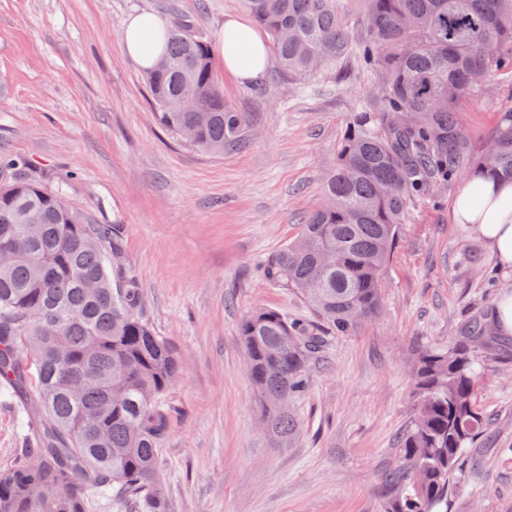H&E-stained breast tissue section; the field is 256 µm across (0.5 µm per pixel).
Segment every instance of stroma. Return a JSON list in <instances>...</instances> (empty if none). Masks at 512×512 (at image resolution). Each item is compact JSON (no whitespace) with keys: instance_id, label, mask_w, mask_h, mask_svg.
I'll list each match as a JSON object with an SVG mask.
<instances>
[{"instance_id":"35a3bbf8","label":"stroma","mask_w":512,"mask_h":512,"mask_svg":"<svg viewBox=\"0 0 512 512\" xmlns=\"http://www.w3.org/2000/svg\"><path fill=\"white\" fill-rule=\"evenodd\" d=\"M182 14L215 43L239 0H0V153L29 162L97 224L121 227L122 274L140 314L179 356L159 450L170 512H384L386 474L414 407L421 354L447 349L512 286L487 244L451 206L460 182L405 214L379 309L330 339L323 367L294 404L299 432L271 448L258 425L239 322L274 308L311 321L293 291L262 281L265 258L296 236L322 196L345 127L372 104L358 59L299 80L270 63L256 82L214 71L224 99L250 113L247 149L221 154L162 128L120 35L129 16ZM512 108V80L487 77L461 114L474 151ZM484 361L477 404L490 420L448 512H512V336Z\"/></svg>"}]
</instances>
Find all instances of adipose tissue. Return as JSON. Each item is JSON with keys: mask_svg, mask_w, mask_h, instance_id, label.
<instances>
[{"mask_svg": "<svg viewBox=\"0 0 512 512\" xmlns=\"http://www.w3.org/2000/svg\"><path fill=\"white\" fill-rule=\"evenodd\" d=\"M165 22L151 13L131 16L125 23L121 48L139 68H153L162 58ZM226 74L236 82L258 80L268 67L269 49L260 34L234 15L226 16L217 40ZM455 223L473 225L490 248L500 269L512 273V179L477 176L463 181L452 205Z\"/></svg>", "mask_w": 512, "mask_h": 512, "instance_id": "1", "label": "adipose tissue"}]
</instances>
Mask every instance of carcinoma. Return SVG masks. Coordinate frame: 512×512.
<instances>
[{
  "label": "carcinoma",
  "mask_w": 512,
  "mask_h": 512,
  "mask_svg": "<svg viewBox=\"0 0 512 512\" xmlns=\"http://www.w3.org/2000/svg\"><path fill=\"white\" fill-rule=\"evenodd\" d=\"M365 2L367 39L356 48L337 0H241L289 74L304 79L357 54L380 89L376 107L351 114L322 205L260 268L318 321L259 308L239 323L259 419L278 448L299 430L292 404L322 362L328 332L345 334L379 308L408 207L450 175L512 176V109L480 153L460 118L484 78H512V0ZM165 44L146 77L160 124L177 137L192 129L189 144L204 151L245 147L249 113L224 101L193 22L175 15ZM188 82L191 99L182 95ZM62 198L24 160L0 158V248L22 240L41 259L0 265V402L27 418L28 444L0 472V512H85L90 498L110 496L138 512H169L157 464L178 355L140 318L136 282L107 270L120 262V225L94 224ZM496 354L475 318L452 348L420 356L400 464L388 475L398 492L385 512H448L489 427L476 381L480 362Z\"/></svg>",
  "instance_id": "cac0c4a2"
}]
</instances>
